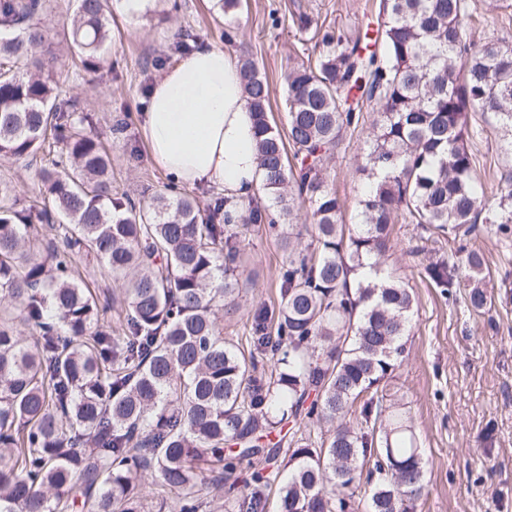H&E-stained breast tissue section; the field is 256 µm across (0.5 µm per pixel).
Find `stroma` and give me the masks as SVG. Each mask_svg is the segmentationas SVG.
Masks as SVG:
<instances>
[{"instance_id": "stroma-1", "label": "stroma", "mask_w": 512, "mask_h": 512, "mask_svg": "<svg viewBox=\"0 0 512 512\" xmlns=\"http://www.w3.org/2000/svg\"><path fill=\"white\" fill-rule=\"evenodd\" d=\"M475 42L499 38L512 43V8L499 0H474ZM377 0H243L237 14L238 37L249 43L262 75L272 88V115L285 129L284 74L303 57V34L291 24L303 10L323 26L354 30L376 19ZM121 35L112 49V69L75 72L68 57L58 66L71 72L70 84L87 110L98 116L97 131L112 146L116 192L140 197L163 190L168 177L152 161L140 129L147 90L164 66L179 55L171 43L181 31L189 45L208 42L235 52L224 38V17L214 0H158L136 18L115 14ZM127 119L121 133L117 120ZM473 150L482 191H500L512 172L505 167L500 142L481 113H473ZM367 132L348 139L329 165V180L343 203L346 223H354L362 183L356 172L364 156ZM11 184L22 205L43 199L35 168L0 160V182ZM418 231L398 224L384 265L411 288L415 312L407 352L391 386L409 411L420 439L427 489L419 512H512V240L482 227L467 242L439 238L429 251L454 258L460 246L483 253L485 291L491 307L473 312L464 298L448 301L419 275V257L411 249ZM239 294L232 310H220L224 336H245L253 310L278 302V274L286 254L267 226L255 225L241 237Z\"/></svg>"}]
</instances>
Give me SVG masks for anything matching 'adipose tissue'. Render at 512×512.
<instances>
[{"label": "adipose tissue", "instance_id": "ef3b65f1", "mask_svg": "<svg viewBox=\"0 0 512 512\" xmlns=\"http://www.w3.org/2000/svg\"><path fill=\"white\" fill-rule=\"evenodd\" d=\"M155 164L184 186L216 187L237 201L258 182L252 119L235 57L210 44L155 80L142 114Z\"/></svg>", "mask_w": 512, "mask_h": 512}]
</instances>
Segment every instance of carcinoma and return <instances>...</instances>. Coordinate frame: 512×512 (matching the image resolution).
Returning a JSON list of instances; mask_svg holds the SVG:
<instances>
[{
    "label": "carcinoma",
    "instance_id": "carcinoma-1",
    "mask_svg": "<svg viewBox=\"0 0 512 512\" xmlns=\"http://www.w3.org/2000/svg\"><path fill=\"white\" fill-rule=\"evenodd\" d=\"M217 6L230 42L241 0ZM49 9L0 0V159L54 156L37 172L41 204L17 208L0 183V512H79L89 501L94 512H145L148 472L178 512H202L218 488L224 512H416L425 466L389 387L414 298L380 257L399 223L456 237L490 224L512 237V179L485 197L469 146L481 112L512 154V45L473 46L472 0H379L376 23L354 35L293 15L313 46L284 74L287 135L239 45L258 198L135 200L112 193L95 116L56 70L63 48L84 71L105 68L111 0H75L51 34L41 26ZM368 112L377 118L357 168L365 194L345 224L327 168ZM303 209L316 247L303 253L280 233L277 312L256 308L244 342L224 340L214 308L239 294L241 230H274L278 216L292 227ZM83 256L120 284L114 324L79 273ZM462 267L466 300L481 311L483 255L467 252ZM462 267L430 259L421 275L452 298ZM290 422L298 429L275 498L260 474L239 484L242 460L279 457L269 437ZM363 482L369 494L357 499Z\"/></svg>",
    "mask_w": 512,
    "mask_h": 512
}]
</instances>
